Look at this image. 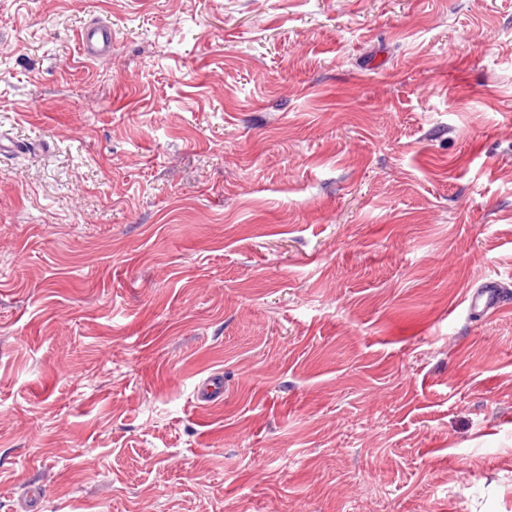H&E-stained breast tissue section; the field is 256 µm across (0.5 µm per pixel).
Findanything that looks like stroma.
Wrapping results in <instances>:
<instances>
[{
  "instance_id": "obj_1",
  "label": "stroma",
  "mask_w": 512,
  "mask_h": 512,
  "mask_svg": "<svg viewBox=\"0 0 512 512\" xmlns=\"http://www.w3.org/2000/svg\"><path fill=\"white\" fill-rule=\"evenodd\" d=\"M0 134V512H512V0H0ZM80 55L88 61L106 60L112 57V24L100 18L90 20L79 31ZM501 288L498 280H486L481 283L475 293L468 297L469 307L475 310L489 311L498 308ZM224 392V378L222 374H214L198 383L194 397L198 405L207 406L215 401Z\"/></svg>"
}]
</instances>
